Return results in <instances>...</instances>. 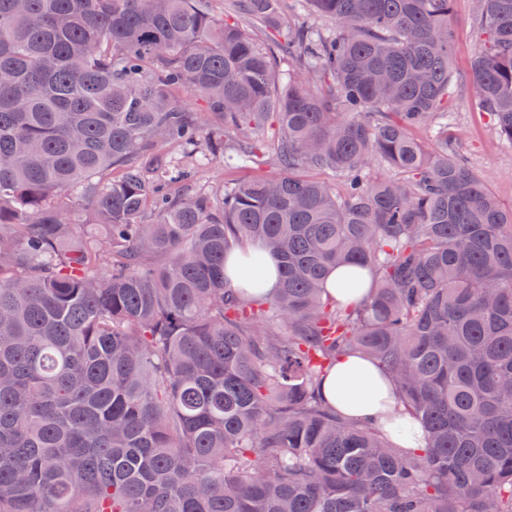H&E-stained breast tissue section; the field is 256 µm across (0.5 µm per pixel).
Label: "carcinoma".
Returning a JSON list of instances; mask_svg holds the SVG:
<instances>
[{
	"instance_id": "cac0c4a2",
	"label": "carcinoma",
	"mask_w": 512,
	"mask_h": 512,
	"mask_svg": "<svg viewBox=\"0 0 512 512\" xmlns=\"http://www.w3.org/2000/svg\"><path fill=\"white\" fill-rule=\"evenodd\" d=\"M230 2L0 0V512H512V210L448 122L453 0ZM475 28L512 143V0ZM345 355L420 448L323 397ZM328 280L329 284V292L331 295L342 301H359L363 298L368 292L370 288H350L347 279L344 277V274L339 270L333 269L329 275ZM355 291H351V290Z\"/></svg>"
}]
</instances>
